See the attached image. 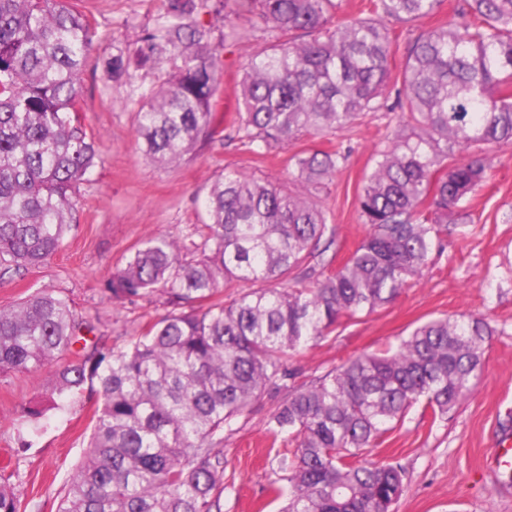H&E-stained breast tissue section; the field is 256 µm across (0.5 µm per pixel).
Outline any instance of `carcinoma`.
<instances>
[{
	"label": "carcinoma",
	"instance_id": "obj_1",
	"mask_svg": "<svg viewBox=\"0 0 512 512\" xmlns=\"http://www.w3.org/2000/svg\"><path fill=\"white\" fill-rule=\"evenodd\" d=\"M142 30L138 65L164 74L140 96L145 155L173 166L215 138L224 51L243 40L229 13L263 24L240 81L238 142L254 153L305 133L329 136L365 113H397L388 147L365 177L358 207L366 238L330 273L334 229L313 200L346 154L335 146L295 157L297 185L237 173L216 177L207 220L193 235L147 238L104 283L122 301L159 293L168 312L127 349L103 337L78 363L56 368V405L97 396L90 443L58 512H222L224 430L269 386L288 356L327 337L342 316L393 301L441 241L467 223L466 203L487 178L492 150L512 143V0H454L446 25L419 32L407 49L396 101L383 91L394 39L383 19L418 21L444 0H369V15L336 21L335 0H232L224 32L191 19L209 0H163ZM87 16L67 0H0V268L23 271L61 248L77 222L80 186L99 158L79 112L81 73L93 47ZM120 50L106 80L129 83ZM476 147L448 163L458 147ZM189 253L197 254L192 263ZM257 281L229 304L224 288ZM83 327L66 297L35 292L0 309V374L37 371L71 350ZM481 318H438L398 347L351 357L288 396L267 424L286 433L288 491L279 512H391L404 490L398 463L353 459L387 426L423 403L443 416L481 375ZM0 484V512H20Z\"/></svg>",
	"mask_w": 512,
	"mask_h": 512
}]
</instances>
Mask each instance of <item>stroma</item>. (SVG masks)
<instances>
[{"mask_svg": "<svg viewBox=\"0 0 512 512\" xmlns=\"http://www.w3.org/2000/svg\"><path fill=\"white\" fill-rule=\"evenodd\" d=\"M94 29L89 63L81 75L80 117L99 144L100 157L82 187L77 222L60 250L23 275L0 276V308L36 291L67 296L79 318L109 345H127L167 309L158 295L116 303L103 282L151 235L184 237L206 219L202 202L216 176L235 171L292 185L294 154L327 148L348 152L344 168L314 198L335 229L338 259H346L369 228L358 213L363 177L384 148L394 123L389 112L366 114L333 139L304 135L264 155L238 142L214 139L198 145L174 167L149 162L140 149L136 108L126 89L102 78L104 58L134 43L152 25L161 0H73ZM244 47H235L222 74V94L211 124L229 129L241 107L238 83ZM466 234L445 239L422 275L390 304L340 318L324 340L287 362L288 386H300L351 356L379 353L431 319L466 313L486 318L493 330L485 344L484 370L469 398L443 417L415 406L384 433L377 459L406 470L405 488L393 512H512V474L484 466L486 453L512 433V145L499 148L488 178L471 202ZM54 366L34 373L0 375V482L14 485L20 512H57L82 459L97 407L94 395L74 396L66 411L47 407L38 425L22 410L35 398L49 399ZM285 388L269 389L225 432L224 512H277L273 484L284 478L286 442H271L266 423Z\"/></svg>", "mask_w": 512, "mask_h": 512, "instance_id": "obj_1", "label": "stroma"}]
</instances>
